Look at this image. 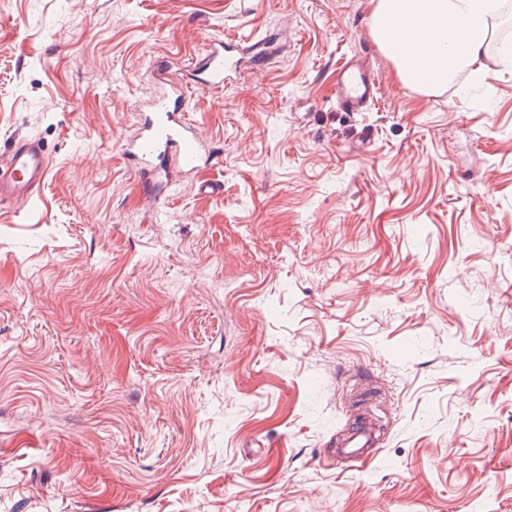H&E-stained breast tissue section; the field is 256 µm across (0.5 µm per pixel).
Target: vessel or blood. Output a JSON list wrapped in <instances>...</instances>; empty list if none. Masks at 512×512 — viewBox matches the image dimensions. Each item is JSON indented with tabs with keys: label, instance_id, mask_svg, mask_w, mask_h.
Returning a JSON list of instances; mask_svg holds the SVG:
<instances>
[{
	"label": "vessel or blood",
	"instance_id": "vessel-or-blood-1",
	"mask_svg": "<svg viewBox=\"0 0 512 512\" xmlns=\"http://www.w3.org/2000/svg\"><path fill=\"white\" fill-rule=\"evenodd\" d=\"M196 73L191 88L153 100L138 134L126 141L123 152L138 169L145 197L160 198L161 184L172 185L195 177L212 166L213 154L203 135L183 118L188 90L220 93L234 65L223 40H209L204 54L192 58ZM336 97L343 111H364L379 91V81L367 62L352 57L336 72ZM50 173L49 157L39 139L16 137L0 145V201L28 202ZM373 429L362 423L345 442L343 456L373 459Z\"/></svg>",
	"mask_w": 512,
	"mask_h": 512
}]
</instances>
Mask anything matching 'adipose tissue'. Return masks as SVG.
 I'll return each mask as SVG.
<instances>
[{"label":"adipose tissue","instance_id":"adipose-tissue-1","mask_svg":"<svg viewBox=\"0 0 512 512\" xmlns=\"http://www.w3.org/2000/svg\"><path fill=\"white\" fill-rule=\"evenodd\" d=\"M504 0H377L373 30L402 79L424 91L446 86L462 68L481 81L477 63L503 14ZM424 49L409 55L404 43Z\"/></svg>","mask_w":512,"mask_h":512}]
</instances>
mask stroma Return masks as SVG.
Instances as JSON below:
<instances>
[{
  "instance_id": "35a3bbf8",
  "label": "stroma",
  "mask_w": 512,
  "mask_h": 512,
  "mask_svg": "<svg viewBox=\"0 0 512 512\" xmlns=\"http://www.w3.org/2000/svg\"><path fill=\"white\" fill-rule=\"evenodd\" d=\"M375 6L0 0V144L51 167L0 202V512H512V17L426 93ZM210 37L240 66L188 118L221 163L149 203L123 145ZM336 97L344 112H363L379 91V81L367 62L354 56L336 72ZM373 445L372 426L369 422H364L347 438L342 455L354 460L367 462L375 458V454L371 451Z\"/></svg>"
}]
</instances>
